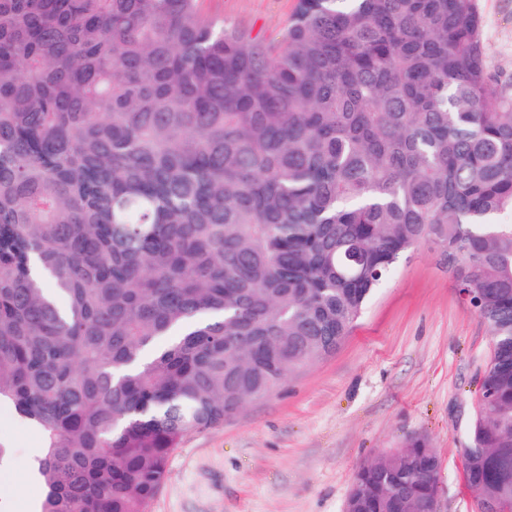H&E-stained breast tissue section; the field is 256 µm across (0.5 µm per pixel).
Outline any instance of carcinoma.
<instances>
[{
	"label": "carcinoma",
	"mask_w": 512,
	"mask_h": 512,
	"mask_svg": "<svg viewBox=\"0 0 512 512\" xmlns=\"http://www.w3.org/2000/svg\"><path fill=\"white\" fill-rule=\"evenodd\" d=\"M0 0V404L41 512H149L171 453L335 353L423 242L492 336L464 479L512 512V84L476 0ZM353 512H431L424 438ZM297 0H200L204 18L251 30L266 40L279 37Z\"/></svg>",
	"instance_id": "obj_1"
}]
</instances>
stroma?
<instances>
[{
    "label": "stroma",
    "instance_id": "1",
    "mask_svg": "<svg viewBox=\"0 0 512 512\" xmlns=\"http://www.w3.org/2000/svg\"><path fill=\"white\" fill-rule=\"evenodd\" d=\"M297 0H200L204 18L279 37ZM488 68L512 81V0H477ZM492 351L482 319L460 299L437 250L423 243L367 302L336 353L187 435L150 512H344L357 467L424 437L439 459V512H474L462 473L477 381ZM15 466L0 504L41 502L23 465L39 434L0 405Z\"/></svg>",
    "mask_w": 512,
    "mask_h": 512
}]
</instances>
